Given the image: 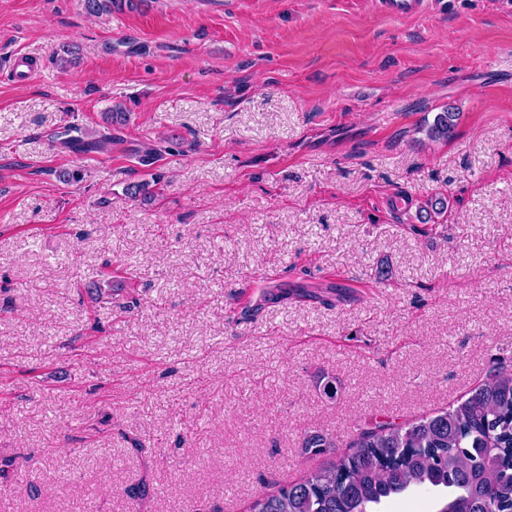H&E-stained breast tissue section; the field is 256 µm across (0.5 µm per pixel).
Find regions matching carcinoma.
<instances>
[{
    "mask_svg": "<svg viewBox=\"0 0 512 512\" xmlns=\"http://www.w3.org/2000/svg\"><path fill=\"white\" fill-rule=\"evenodd\" d=\"M458 113H438L431 139L450 138ZM111 135L69 140L76 152L105 147ZM336 447L322 432L304 435V453ZM443 487L436 512H512V369L497 367L456 403L411 423L360 427L349 451L300 481L253 500L249 512H376L419 487Z\"/></svg>",
    "mask_w": 512,
    "mask_h": 512,
    "instance_id": "obj_1",
    "label": "carcinoma"
}]
</instances>
